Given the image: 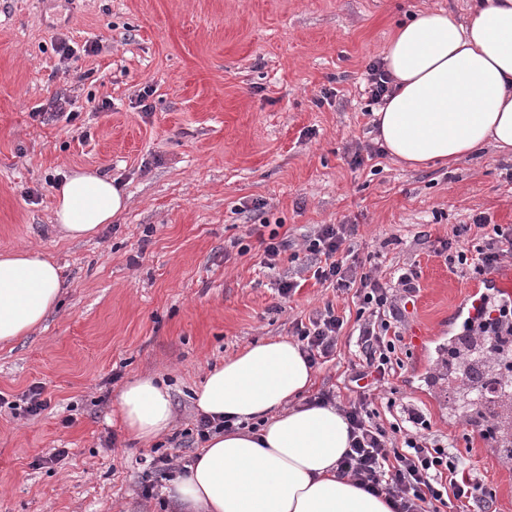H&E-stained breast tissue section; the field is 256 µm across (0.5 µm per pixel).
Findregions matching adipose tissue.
Wrapping results in <instances>:
<instances>
[{
    "label": "adipose tissue",
    "instance_id": "obj_1",
    "mask_svg": "<svg viewBox=\"0 0 512 512\" xmlns=\"http://www.w3.org/2000/svg\"><path fill=\"white\" fill-rule=\"evenodd\" d=\"M393 94L374 111L385 151L412 166L453 164L486 146L512 152V0H473L466 23L441 9L400 23L384 51ZM128 205L112 179L73 171L56 189L54 222L92 238ZM58 266L32 249L0 252V345L29 336L56 307ZM314 371L285 337L250 345L214 368L199 410L228 418L168 489L182 512H392L341 476L348 424L332 406L303 402ZM126 430L141 441L173 420L166 383L147 377L119 395Z\"/></svg>",
    "mask_w": 512,
    "mask_h": 512
}]
</instances>
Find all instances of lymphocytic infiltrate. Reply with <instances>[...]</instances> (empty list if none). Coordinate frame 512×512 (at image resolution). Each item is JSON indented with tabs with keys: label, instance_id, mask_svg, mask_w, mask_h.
<instances>
[{
	"label": "lymphocytic infiltrate",
	"instance_id": "1",
	"mask_svg": "<svg viewBox=\"0 0 512 512\" xmlns=\"http://www.w3.org/2000/svg\"><path fill=\"white\" fill-rule=\"evenodd\" d=\"M474 227L485 235L469 252L464 242ZM355 233L352 224H321L306 241L307 252L316 259L314 278L353 293L359 301L357 361L350 377L356 398L341 407L349 424L350 448L339 469L367 491L386 495L394 512H470L474 506L489 512L494 491L473 477L455 442L432 437L431 421L422 411L403 403L394 422L385 425L376 419L374 401L403 366L396 348L401 339L397 324L402 304L411 302L417 291L418 273L403 268L396 280L384 282L362 271L355 257ZM436 252L449 267L465 265L475 276H491L512 255V225L489 228L481 219L472 226L456 225L451 236L440 240ZM344 325V318L330 307L296 323L294 334L310 366L335 355ZM463 329L473 346H487L490 363L512 360V298L482 294Z\"/></svg>",
	"mask_w": 512,
	"mask_h": 512
}]
</instances>
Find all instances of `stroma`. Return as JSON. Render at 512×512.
Wrapping results in <instances>:
<instances>
[{
	"label": "stroma",
	"instance_id": "1",
	"mask_svg": "<svg viewBox=\"0 0 512 512\" xmlns=\"http://www.w3.org/2000/svg\"><path fill=\"white\" fill-rule=\"evenodd\" d=\"M469 4L0 0V251L34 248L64 283L43 324L0 347V396L37 386L48 403L28 418L0 412V512H180L162 493L169 477L146 463L150 446L120 422L122 389L164 379L174 431L191 428L213 366L328 306L347 316L345 340L312 388L353 400L351 295L287 257L271 270L259 248L240 252L255 224L282 225L300 254L318 225L353 224L359 260L417 270L396 396L424 411L434 435L454 437L497 512H512V471L466 424L434 343L462 336L449 313L475 282L434 248L480 216L512 225V155L489 147L421 168L376 155L365 93L367 68L400 22L426 7L461 21ZM93 43L99 51L87 52ZM78 168L115 180L129 205L72 241L54 224V193ZM285 281L298 284L287 300Z\"/></svg>",
	"mask_w": 512,
	"mask_h": 512
}]
</instances>
